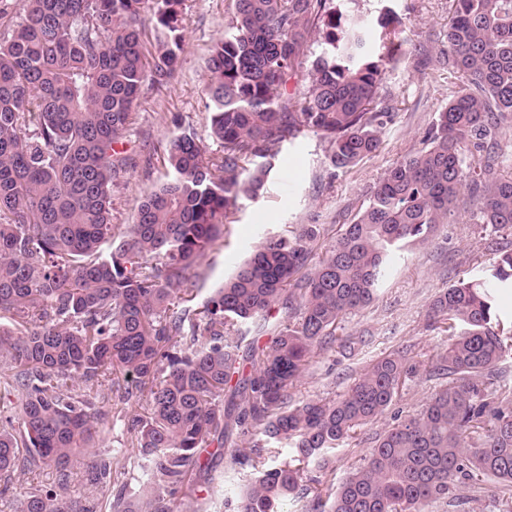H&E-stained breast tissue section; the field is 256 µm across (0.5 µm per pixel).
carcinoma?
Wrapping results in <instances>:
<instances>
[{"label":"carcinoma","mask_w":512,"mask_h":512,"mask_svg":"<svg viewBox=\"0 0 512 512\" xmlns=\"http://www.w3.org/2000/svg\"><path fill=\"white\" fill-rule=\"evenodd\" d=\"M448 66L465 88L438 113L423 147L390 167L325 258L305 271L317 224L264 238L197 309L188 284L255 198L271 160L307 132L330 165L350 169L378 150L391 113L378 102L401 19L366 20L336 0H233L207 61L208 153L173 137L167 179L112 223V187L132 167L126 147L143 88L169 87L181 64L185 0H0V369L22 392L19 416L0 400V476L50 467L58 487L81 458L103 485L112 462L93 447L103 420L72 381L133 377L147 391L136 419L145 492L112 512H173L170 503L216 444L244 472L236 512H432L456 488L490 480L512 491V390L498 384L512 351L499 290L512 288V250L475 278L440 290L427 327L451 333L425 364L442 380L424 408L379 435L341 482L336 449L381 416L417 373L408 347L373 361L335 399H295L313 356L358 340L338 324L370 304L391 256L426 245L459 219L512 230V177L497 174L496 134L512 128V0H454ZM150 11L158 50L146 54ZM482 161L472 166L467 156ZM112 251L103 254L104 244ZM286 313L274 335L242 348V326ZM15 512H90L54 489L17 494Z\"/></svg>","instance_id":"carcinoma-1"}]
</instances>
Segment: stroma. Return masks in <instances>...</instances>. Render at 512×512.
<instances>
[{"instance_id":"obj_1","label":"stroma","mask_w":512,"mask_h":512,"mask_svg":"<svg viewBox=\"0 0 512 512\" xmlns=\"http://www.w3.org/2000/svg\"><path fill=\"white\" fill-rule=\"evenodd\" d=\"M403 19L404 43L396 62L389 64L379 89V99L393 117L381 131L379 150L355 167L337 171L327 158V145L306 133L284 145L264 191L243 200L224 237L204 259L201 278L194 283L197 301H204L237 264L248 257L259 238L288 233L301 224H317L321 236L312 246L311 263H318L335 243L344 224L365 206L386 170L421 148L438 113L462 89L443 56L448 47V23L453 0H358L356 9L375 21L385 7ZM232 0H186L183 25L185 42L181 68L162 92L144 91L131 114L127 138L134 148V167L125 185L112 192V221L128 224L134 205L167 174L169 141L184 131L208 135L206 60L212 43L224 33V18ZM512 249V232L482 230L459 222L441 226L424 247L396 252L393 272L376 298L348 316L342 335L359 337L355 354L334 349L316 355L302 377L301 398L334 399L343 394L373 360L409 345L421 356L436 354L449 342L446 332L426 328V310L439 289L474 276L489 265L492 243ZM436 380L418 372L403 388L396 402L361 434L337 449L333 468L344 477L368 455L376 434L397 418L415 414L434 391ZM145 400L139 391L124 393L108 386L98 389L96 405L106 419L95 440L118 460L110 484L94 487L85 480V469L74 465L61 494L94 505L96 512H112V496L124 491L133 500L147 479L137 448L132 419ZM213 493L203 497L197 483L183 487L178 512H235V491L241 478L227 459L218 458L209 474ZM460 507L435 505L433 512H504L505 505L494 483L480 488L462 484L456 490Z\"/></svg>"}]
</instances>
